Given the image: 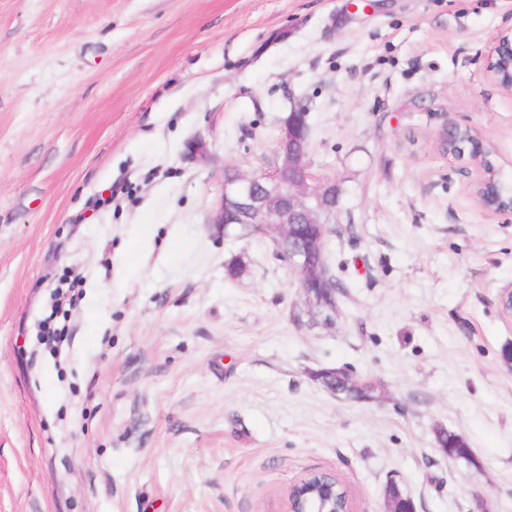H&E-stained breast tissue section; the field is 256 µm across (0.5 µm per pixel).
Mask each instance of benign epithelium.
Segmentation results:
<instances>
[{"mask_svg":"<svg viewBox=\"0 0 512 512\" xmlns=\"http://www.w3.org/2000/svg\"><path fill=\"white\" fill-rule=\"evenodd\" d=\"M486 72L498 85L512 91V30L499 33L486 56ZM440 148L459 159L468 158L481 170L476 185L480 205L495 213H512V186H504L496 174L479 132L472 126H455L440 137ZM336 180L316 173L310 158L308 113L292 105L278 121L276 147L267 167L259 172L224 166L218 206L209 223L219 224L224 237L242 227L247 233L272 234L275 253L298 277L305 306L316 311L324 324L336 316L329 304L333 287L323 276L324 229L336 223ZM299 224H315L320 231L295 239ZM339 482L330 471H313L288 491L287 512H351L349 502L336 506Z\"/></svg>","mask_w":512,"mask_h":512,"instance_id":"7a95c632","label":"benign epithelium"}]
</instances>
